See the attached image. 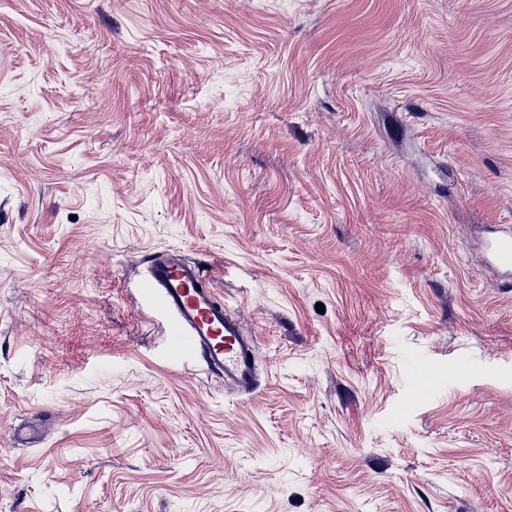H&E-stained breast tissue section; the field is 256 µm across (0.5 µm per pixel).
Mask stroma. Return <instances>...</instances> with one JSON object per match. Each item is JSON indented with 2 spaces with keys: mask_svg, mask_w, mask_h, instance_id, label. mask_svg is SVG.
<instances>
[{
  "mask_svg": "<svg viewBox=\"0 0 512 512\" xmlns=\"http://www.w3.org/2000/svg\"><path fill=\"white\" fill-rule=\"evenodd\" d=\"M493 225L512 0H0V512H512ZM171 251L253 392L171 345ZM142 290L158 309L174 318L178 331L172 342L186 356L198 360L228 389L248 392L255 387L256 338L244 332L224 308L198 263L177 252L156 258L150 262Z\"/></svg>",
  "mask_w": 512,
  "mask_h": 512,
  "instance_id": "35a3bbf8",
  "label": "stroma"
}]
</instances>
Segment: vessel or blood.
<instances>
[{
    "label": "vessel or blood",
    "instance_id": "1",
    "mask_svg": "<svg viewBox=\"0 0 512 512\" xmlns=\"http://www.w3.org/2000/svg\"><path fill=\"white\" fill-rule=\"evenodd\" d=\"M143 292L174 318L178 330L172 341L186 356L198 360L226 388L247 392L255 387L256 339L225 309L198 263L176 252L152 260Z\"/></svg>",
    "mask_w": 512,
    "mask_h": 512
}]
</instances>
